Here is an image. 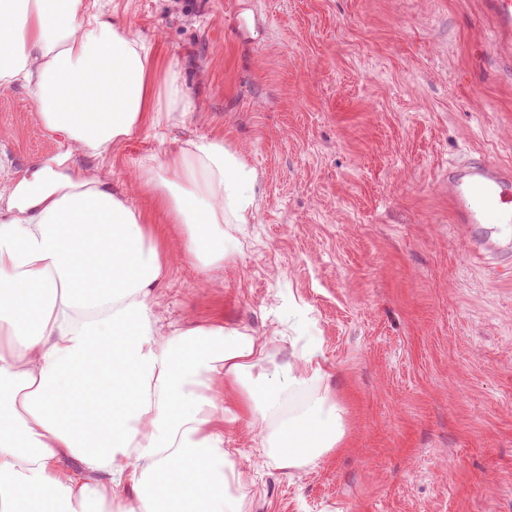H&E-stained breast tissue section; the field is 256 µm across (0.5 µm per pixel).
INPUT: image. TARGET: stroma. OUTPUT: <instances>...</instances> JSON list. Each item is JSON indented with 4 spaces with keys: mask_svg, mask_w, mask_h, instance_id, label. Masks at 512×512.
<instances>
[{
    "mask_svg": "<svg viewBox=\"0 0 512 512\" xmlns=\"http://www.w3.org/2000/svg\"><path fill=\"white\" fill-rule=\"evenodd\" d=\"M195 110L142 130L100 170L159 221L137 159L220 134L256 181L247 223L224 218V265L167 248L151 298L161 333L222 323L302 368L316 345L341 446L279 466L266 428L225 430L248 512H512V242L454 223L448 165L512 167V73L479 0H112ZM62 139L32 94L0 88V189Z\"/></svg>",
    "mask_w": 512,
    "mask_h": 512,
    "instance_id": "1",
    "label": "stroma"
}]
</instances>
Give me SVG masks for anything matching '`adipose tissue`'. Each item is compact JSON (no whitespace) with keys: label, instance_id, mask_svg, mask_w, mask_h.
I'll list each match as a JSON object with an SVG mask.
<instances>
[{"label":"adipose tissue","instance_id":"obj_1","mask_svg":"<svg viewBox=\"0 0 512 512\" xmlns=\"http://www.w3.org/2000/svg\"><path fill=\"white\" fill-rule=\"evenodd\" d=\"M29 90L68 151L42 160L0 205V512H242L236 462L214 420L223 376L270 427L280 466L303 469L343 440L328 396L285 414L289 395L326 378L319 349L302 369L267 372L265 343L220 324L160 337L150 299L168 277L164 225L72 160L107 164L136 132L175 126L195 103L182 71L105 19L99 0H0V87ZM201 272L224 265V201L254 173L220 135L137 162ZM78 464L60 473L63 458ZM136 495L128 506L121 489Z\"/></svg>","mask_w":512,"mask_h":512}]
</instances>
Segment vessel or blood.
Here are the masks:
<instances>
[{"label": "vessel or blood", "instance_id": "vessel-or-blood-1", "mask_svg": "<svg viewBox=\"0 0 512 512\" xmlns=\"http://www.w3.org/2000/svg\"><path fill=\"white\" fill-rule=\"evenodd\" d=\"M512 54V0H483ZM448 197L458 224H493L512 234V172L489 162L453 164L448 168Z\"/></svg>", "mask_w": 512, "mask_h": 512}]
</instances>
